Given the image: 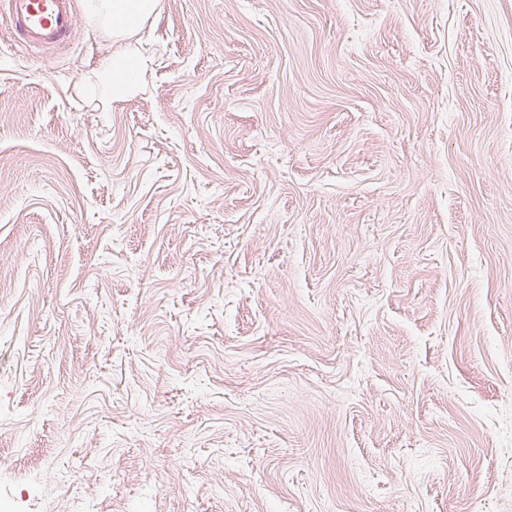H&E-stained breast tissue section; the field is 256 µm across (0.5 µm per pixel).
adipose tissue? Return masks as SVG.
<instances>
[{
    "label": "adipose tissue",
    "mask_w": 512,
    "mask_h": 512,
    "mask_svg": "<svg viewBox=\"0 0 512 512\" xmlns=\"http://www.w3.org/2000/svg\"><path fill=\"white\" fill-rule=\"evenodd\" d=\"M158 6L159 0H89L87 11L90 20L108 29L114 40L127 41L134 38ZM150 64V58L126 49L105 60L97 75V83L111 85L113 97L132 96Z\"/></svg>",
    "instance_id": "ef3b65f1"
}]
</instances>
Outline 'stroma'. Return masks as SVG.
Listing matches in <instances>:
<instances>
[{
    "label": "stroma",
    "mask_w": 512,
    "mask_h": 512,
    "mask_svg": "<svg viewBox=\"0 0 512 512\" xmlns=\"http://www.w3.org/2000/svg\"><path fill=\"white\" fill-rule=\"evenodd\" d=\"M0 20V512H512V0H161L123 100Z\"/></svg>",
    "instance_id": "35a3bbf8"
}]
</instances>
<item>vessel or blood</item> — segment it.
<instances>
[{
	"label": "vessel or blood",
	"instance_id": "b4317fda",
	"mask_svg": "<svg viewBox=\"0 0 512 512\" xmlns=\"http://www.w3.org/2000/svg\"><path fill=\"white\" fill-rule=\"evenodd\" d=\"M0 17L26 48L53 50L74 33L75 0H0Z\"/></svg>",
	"mask_w": 512,
	"mask_h": 512
}]
</instances>
